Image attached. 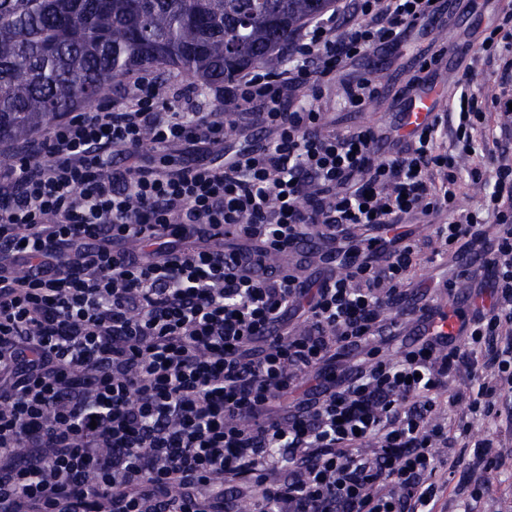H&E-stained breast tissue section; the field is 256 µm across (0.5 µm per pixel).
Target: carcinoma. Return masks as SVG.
Listing matches in <instances>:
<instances>
[{
  "label": "carcinoma",
  "mask_w": 512,
  "mask_h": 512,
  "mask_svg": "<svg viewBox=\"0 0 512 512\" xmlns=\"http://www.w3.org/2000/svg\"><path fill=\"white\" fill-rule=\"evenodd\" d=\"M333 0H0V143L101 98L143 65L207 86L282 50Z\"/></svg>",
  "instance_id": "obj_1"
}]
</instances>
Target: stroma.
Returning <instances> with one entry per match:
<instances>
[{
	"mask_svg": "<svg viewBox=\"0 0 512 512\" xmlns=\"http://www.w3.org/2000/svg\"><path fill=\"white\" fill-rule=\"evenodd\" d=\"M448 2L452 12L449 19L411 31L398 46L345 62L336 78L323 89V121L328 127L341 131L359 125L389 129L395 112L404 108L410 95L426 88L439 89L440 108L449 110L458 90L457 80L467 66L474 72L473 90L489 99L498 96L501 73L488 63L479 46L512 0ZM429 48L443 52L440 66L423 67V54ZM356 78L375 80L378 90L377 96L358 112L345 107L343 92L345 82ZM480 231L481 240H462L459 254L440 256L417 268L415 279L421 287L413 291L412 302L395 314L401 329H408L414 308L423 304L444 296L465 302L469 285L456 280L455 275L461 265L471 263L474 254L484 250L496 235V228L491 224L481 226ZM483 362V354H475L472 365L451 378L447 389L437 395L441 412L449 423L462 421L471 426L468 435L454 438L451 447L441 451L451 465L442 471L448 489L437 504V512H512V389L501 393L500 417H473L469 410L470 396L491 375ZM483 440L492 441L491 453L497 459L496 469L488 472L473 465V446ZM484 483L491 484V494L472 500L474 487Z\"/></svg>",
	"mask_w": 512,
	"mask_h": 512,
	"instance_id": "35a3bbf8",
	"label": "stroma"
}]
</instances>
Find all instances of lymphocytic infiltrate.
I'll return each mask as SVG.
<instances>
[{
    "mask_svg": "<svg viewBox=\"0 0 512 512\" xmlns=\"http://www.w3.org/2000/svg\"><path fill=\"white\" fill-rule=\"evenodd\" d=\"M442 14L349 0L306 23L288 67L224 91L270 131L258 147L225 154L217 113L161 101L143 73L17 151L0 179V512H224V483L245 477L257 512H435L448 430L432 392L493 345L471 412L497 416L512 387V341L497 344L512 325V165L471 168L492 190L461 211L455 156L478 150L477 94L380 162L379 133L325 130L319 101L344 61ZM481 50L512 74V11ZM147 137L205 156L115 168ZM421 217L440 218L447 248L498 226L477 288L493 301L466 318L467 347L404 343L393 359L388 311L423 253L396 227ZM318 225L394 235L320 281L266 266ZM227 234L244 249L225 251ZM339 346L369 362L325 379Z\"/></svg>",
    "mask_w": 512,
    "mask_h": 512,
    "instance_id": "obj_1",
    "label": "lymphocytic infiltrate"
}]
</instances>
